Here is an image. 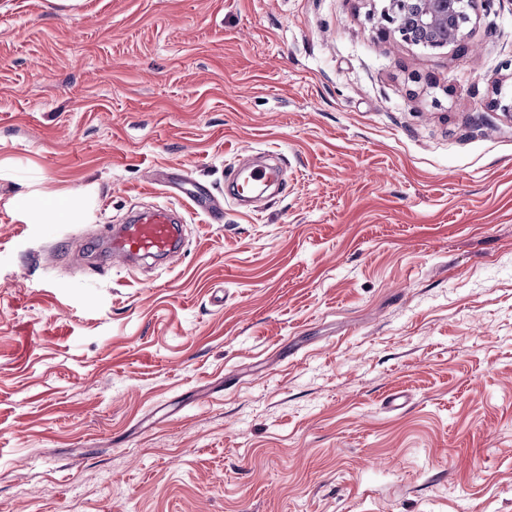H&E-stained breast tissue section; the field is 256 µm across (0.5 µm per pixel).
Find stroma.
I'll use <instances>...</instances> for the list:
<instances>
[{
	"instance_id": "stroma-1",
	"label": "stroma",
	"mask_w": 512,
	"mask_h": 512,
	"mask_svg": "<svg viewBox=\"0 0 512 512\" xmlns=\"http://www.w3.org/2000/svg\"><path fill=\"white\" fill-rule=\"evenodd\" d=\"M384 5L0 0V512H512V0L462 56ZM257 155L219 224L152 181ZM159 203L167 264L53 253ZM229 182L235 185L237 193H230L227 198L234 200L238 195H244L250 185L263 184L269 182H279L282 178L281 171L276 167H263L251 170L246 177L233 172L228 175ZM82 219L81 210L73 205H63V209L48 208L47 206L35 207L30 213L24 215L25 223H77Z\"/></svg>"
}]
</instances>
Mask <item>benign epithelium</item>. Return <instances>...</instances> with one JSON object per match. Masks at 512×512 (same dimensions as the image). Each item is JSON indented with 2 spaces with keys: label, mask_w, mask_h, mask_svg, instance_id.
<instances>
[{
  "label": "benign epithelium",
  "mask_w": 512,
  "mask_h": 512,
  "mask_svg": "<svg viewBox=\"0 0 512 512\" xmlns=\"http://www.w3.org/2000/svg\"><path fill=\"white\" fill-rule=\"evenodd\" d=\"M475 5L476 0H388L380 13L379 32L397 36L405 42L411 41V34L402 18L403 11L408 8L412 11L415 26L430 41L437 40L441 32L450 30L454 46L462 53L466 50V29L472 22Z\"/></svg>",
  "instance_id": "benign-epithelium-1"
}]
</instances>
